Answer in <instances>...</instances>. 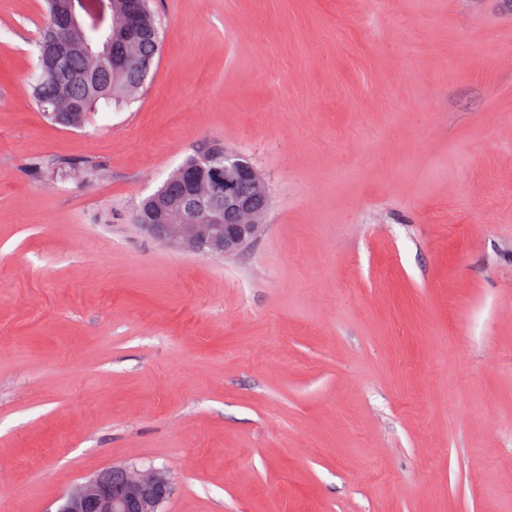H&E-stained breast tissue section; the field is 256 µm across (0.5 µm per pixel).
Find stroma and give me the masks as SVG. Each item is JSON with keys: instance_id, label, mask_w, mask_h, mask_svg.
<instances>
[{"instance_id": "1", "label": "stroma", "mask_w": 512, "mask_h": 512, "mask_svg": "<svg viewBox=\"0 0 512 512\" xmlns=\"http://www.w3.org/2000/svg\"><path fill=\"white\" fill-rule=\"evenodd\" d=\"M152 7L142 91L73 130L31 96L43 0H0V512L132 464L165 512H512V13ZM215 143L270 207L183 253L138 206Z\"/></svg>"}]
</instances>
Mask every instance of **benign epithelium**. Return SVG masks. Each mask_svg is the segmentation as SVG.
<instances>
[{"label":"benign epithelium","mask_w":512,"mask_h":512,"mask_svg":"<svg viewBox=\"0 0 512 512\" xmlns=\"http://www.w3.org/2000/svg\"><path fill=\"white\" fill-rule=\"evenodd\" d=\"M91 4L96 16L103 17L106 0H82V14L75 11L71 0H62L57 11L60 24L72 32L82 31ZM112 15L120 24L125 46L102 53L107 69L134 70L147 76L152 60L140 47L148 32L141 25L134 0H119L112 6ZM89 55L91 46L83 38L56 40L48 48V69L55 73L72 59ZM269 206V193L253 164L243 155L213 144L194 164L177 169L165 187L149 197L138 221L153 238L183 252L226 256L257 235ZM170 494L171 483L163 470L145 465L114 466L74 484L55 512H163Z\"/></svg>","instance_id":"7a95c632"}]
</instances>
